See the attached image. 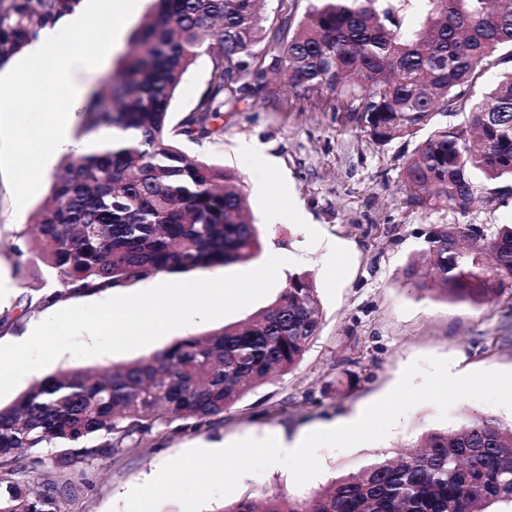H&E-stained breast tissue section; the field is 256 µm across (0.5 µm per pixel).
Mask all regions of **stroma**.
<instances>
[{
    "instance_id": "stroma-1",
    "label": "stroma",
    "mask_w": 512,
    "mask_h": 512,
    "mask_svg": "<svg viewBox=\"0 0 512 512\" xmlns=\"http://www.w3.org/2000/svg\"><path fill=\"white\" fill-rule=\"evenodd\" d=\"M213 69L201 55L185 75L170 107L178 123L204 93ZM378 144L352 120L345 100L322 90L303 97L284 79L267 76L257 95L240 100L224 115V132L212 141L178 140L190 158L234 171L242 179L246 206L257 225L264 253L286 257L268 297L222 321L197 324L195 333L241 322L268 306L291 276L312 277L320 303L321 329L296 368L274 376L224 414L195 421L176 420L153 438L121 448L112 457L77 462L81 485L69 512H124L134 486L187 449L213 442L232 443L272 433L301 431L353 417L398 382L413 361L451 359L458 373L512 371V288L494 302L473 306L410 289L406 265L424 258L425 237L435 224H512V194L502 197L492 184L478 182L479 199L470 210L422 212L406 203L400 172L416 141ZM44 179L18 201L16 160L0 150V277L11 285L0 299V344H10L44 316L27 306L28 285L45 276L44 266L25 252L26 230L50 194ZM173 330L139 349L77 358L65 353L24 376L0 398L11 404L34 382L72 368L100 369L127 364L182 338ZM488 415L512 426V410L471 399L455 403L447 420L423 403L410 409L383 440L348 450L322 449L321 474L296 486L289 470L274 465L245 476L229 498L211 500L209 512L226 501L279 492L310 496L335 478L358 472L377 454L395 455L432 430H450L469 414Z\"/></svg>"
}]
</instances>
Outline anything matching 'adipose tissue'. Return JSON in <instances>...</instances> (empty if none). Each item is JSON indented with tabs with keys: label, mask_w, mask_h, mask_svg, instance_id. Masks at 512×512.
<instances>
[{
	"label": "adipose tissue",
	"mask_w": 512,
	"mask_h": 512,
	"mask_svg": "<svg viewBox=\"0 0 512 512\" xmlns=\"http://www.w3.org/2000/svg\"><path fill=\"white\" fill-rule=\"evenodd\" d=\"M137 0H80L72 12L61 16L54 24L41 28L27 47V56L11 82L0 83V102L8 100L15 85L41 74L44 83L61 89L67 96V119H58L54 112L36 109L27 114L26 128L37 130L43 140L41 164L20 172V190L29 189L46 173L51 158L67 154H88L97 145L90 138H75L68 126L69 117L75 116L84 97V78L108 57L119 33L112 26L116 13H132ZM96 29L100 37L88 43L83 34ZM70 39L68 50H61L62 39Z\"/></svg>",
	"instance_id": "ef3b65f1"
}]
</instances>
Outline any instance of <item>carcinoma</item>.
Wrapping results in <instances>:
<instances>
[{
	"label": "carcinoma",
	"instance_id": "obj_1",
	"mask_svg": "<svg viewBox=\"0 0 512 512\" xmlns=\"http://www.w3.org/2000/svg\"><path fill=\"white\" fill-rule=\"evenodd\" d=\"M78 2L0 0V67ZM428 2L424 23L408 31L382 0H316L290 34L286 20L266 30L256 0H154L133 50L80 112L81 134L111 146L55 175L29 242L48 277L28 285V298L55 285L91 292L258 258L262 243L239 177L187 158L175 140L221 136L224 108L263 90L269 72L286 76L299 95L325 88L358 102L357 124L378 143L431 127L401 170L413 208L465 211L477 176L511 193L512 72L479 99L474 88L512 61V0ZM205 52L213 54L209 85L171 129V101ZM448 113L464 121H436ZM426 243L429 275L412 262L404 272L417 289L480 305L512 287V226L438 224ZM320 325L313 282L298 275L242 323L102 373L72 368L36 382L0 406V512H63L77 489L74 477L38 490L21 484L19 450L51 445L65 472L164 424L221 415L271 373L291 371ZM494 504L512 509V429L475 415L395 459L380 454L313 496H248L224 512H489Z\"/></svg>",
	"mask_w": 512,
	"mask_h": 512
}]
</instances>
